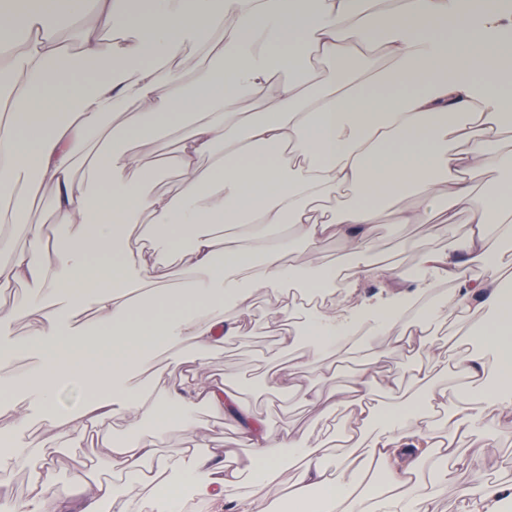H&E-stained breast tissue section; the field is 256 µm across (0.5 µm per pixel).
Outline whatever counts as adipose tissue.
<instances>
[{"instance_id":"1","label":"adipose tissue","mask_w":512,"mask_h":512,"mask_svg":"<svg viewBox=\"0 0 512 512\" xmlns=\"http://www.w3.org/2000/svg\"><path fill=\"white\" fill-rule=\"evenodd\" d=\"M93 7L95 25L77 28L68 54L44 20ZM0 203L25 227L27 244L0 236V288L22 281L37 299L18 302L10 320L34 325L24 341L0 329V391L14 403L0 436V472L30 469L24 498L0 512H136V494L75 465L71 487L53 480L46 449L27 448L35 410L54 408L60 388L95 392L52 419L55 438L104 448L113 476L151 489L159 512L192 493L220 512H256L285 465L294 480L289 512H438L421 488L419 464L436 487L463 493L459 512H503L512 482L486 484L478 461L458 446L486 412L512 429V8L504 0H0ZM381 45L384 60L357 58ZM209 63L186 68V46ZM354 60L353 71L322 85L312 58ZM288 79L272 83L279 72ZM249 101L254 111L240 108ZM123 113L124 123L104 119ZM153 147L154 163L132 150ZM87 160L85 180L75 177ZM504 180L483 190L488 172ZM178 187L155 191L166 172ZM63 232L28 221L42 187ZM349 203L338 204L343 193ZM415 194L420 206L395 210L398 224H425V272L406 288L394 268L373 259L381 209ZM466 212L456 232L457 212ZM143 225L131 255L130 225ZM342 243L336 268L322 259ZM305 247L309 263L285 256ZM181 263L176 287H163L168 256ZM446 306L422 303L438 284ZM298 287L273 312L284 328L266 380L276 393L301 395L307 425L278 428L253 413L237 385L210 368L212 354L242 339L260 296ZM374 286L370 296L360 290ZM489 314L459 329L448 361L433 338L449 313ZM394 338L393 352L422 349L427 364L350 387L334 383L329 361L355 331ZM193 345L185 369L176 349ZM27 370L12 371L17 350ZM170 353V365L155 366ZM179 376H172V368ZM152 371L143 388L138 375ZM464 394L447 409L448 377ZM237 425L248 455L216 446L196 417ZM346 411L337 425V411ZM124 421L129 434L115 436ZM180 431L183 445L162 449ZM381 474L360 485L355 467Z\"/></svg>"}]
</instances>
